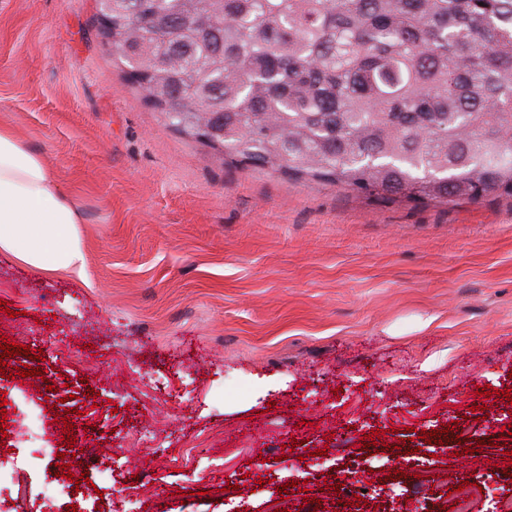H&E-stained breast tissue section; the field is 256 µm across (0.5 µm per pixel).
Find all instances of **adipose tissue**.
Here are the masks:
<instances>
[{"label": "adipose tissue", "mask_w": 512, "mask_h": 512, "mask_svg": "<svg viewBox=\"0 0 512 512\" xmlns=\"http://www.w3.org/2000/svg\"><path fill=\"white\" fill-rule=\"evenodd\" d=\"M81 222L55 169L0 127V256L45 273H83Z\"/></svg>", "instance_id": "adipose-tissue-1"}]
</instances>
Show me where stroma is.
Masks as SVG:
<instances>
[{"label": "stroma", "mask_w": 512, "mask_h": 512, "mask_svg": "<svg viewBox=\"0 0 512 512\" xmlns=\"http://www.w3.org/2000/svg\"><path fill=\"white\" fill-rule=\"evenodd\" d=\"M0 126L57 171L86 260L81 279L0 257V337L30 349L0 370V461L28 482L0 512H327L343 481L363 510L443 512L429 467L495 512L512 199L383 203L232 163L146 102L96 0H0ZM444 424L464 438L409 437ZM189 444V465L156 453ZM74 446L79 491L39 455Z\"/></svg>", "instance_id": "stroma-1"}]
</instances>
